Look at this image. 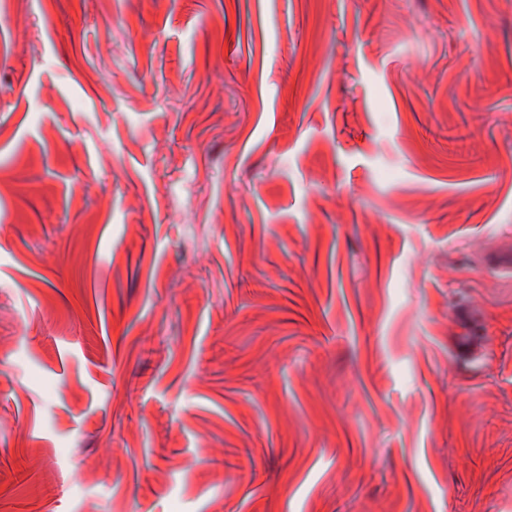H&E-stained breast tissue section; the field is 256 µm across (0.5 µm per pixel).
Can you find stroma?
Masks as SVG:
<instances>
[{
	"label": "stroma",
	"instance_id": "obj_1",
	"mask_svg": "<svg viewBox=\"0 0 512 512\" xmlns=\"http://www.w3.org/2000/svg\"><path fill=\"white\" fill-rule=\"evenodd\" d=\"M0 512H512V0H0Z\"/></svg>",
	"mask_w": 512,
	"mask_h": 512
}]
</instances>
